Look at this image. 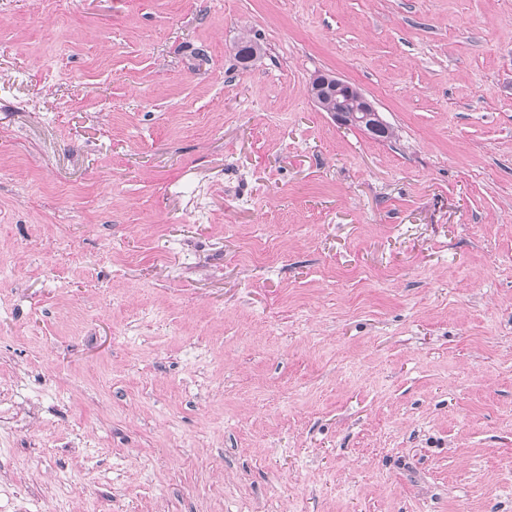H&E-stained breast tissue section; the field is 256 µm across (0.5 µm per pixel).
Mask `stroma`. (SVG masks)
<instances>
[{
  "mask_svg": "<svg viewBox=\"0 0 512 512\" xmlns=\"http://www.w3.org/2000/svg\"><path fill=\"white\" fill-rule=\"evenodd\" d=\"M0 512H512V0H0ZM309 88L310 90L308 91V94L312 101L317 105H320V103H322L327 97L335 94L336 96L344 94L354 97L352 101L356 104V110L353 112L357 111V117H359L358 112H360L361 118L357 120L359 124H357L353 119H351V121L348 120L355 114L349 117L347 110L342 108L336 109L337 99L340 103H345L347 107L351 106V101H348L346 97H333L331 99H326L323 102L324 109L334 110L330 111V114L336 120V123L346 126L351 122V126L358 128L360 125L364 131L372 135L375 139H383L379 135H382L383 132L387 133L389 126L380 115V112L374 103L357 86L348 80H344L330 74H320L312 78Z\"/></svg>",
  "mask_w": 512,
  "mask_h": 512,
  "instance_id": "stroma-1",
  "label": "stroma"
}]
</instances>
